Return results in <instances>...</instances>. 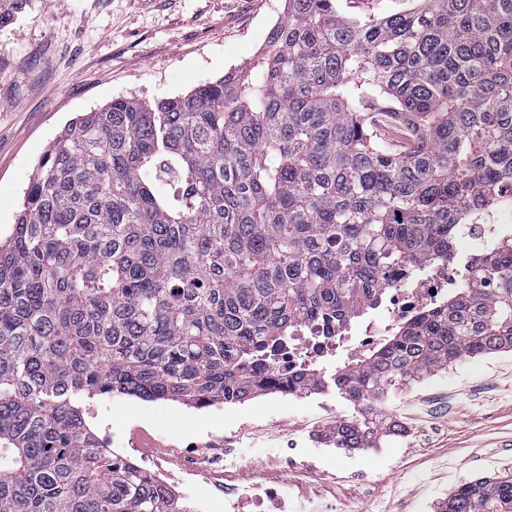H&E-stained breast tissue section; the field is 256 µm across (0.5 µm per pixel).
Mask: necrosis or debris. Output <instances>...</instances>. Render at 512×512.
Returning a JSON list of instances; mask_svg holds the SVG:
<instances>
[{
    "label": "necrosis or debris",
    "instance_id": "obj_1",
    "mask_svg": "<svg viewBox=\"0 0 512 512\" xmlns=\"http://www.w3.org/2000/svg\"><path fill=\"white\" fill-rule=\"evenodd\" d=\"M512 234V193L503 192L490 211L471 212L456 225L454 241L467 250L488 248ZM458 271L452 260L417 263L412 274L378 291L379 302L357 317L338 323L296 324L295 339L274 356L277 371L319 377L335 374L339 365L377 350L385 342L391 323L414 321L427 310L447 302L457 290ZM211 456L181 465V483L191 489L183 506L186 512H209L211 503L223 499L224 512H325L301 501H285L279 488L258 481L253 466L225 448L223 437H213Z\"/></svg>",
    "mask_w": 512,
    "mask_h": 512
}]
</instances>
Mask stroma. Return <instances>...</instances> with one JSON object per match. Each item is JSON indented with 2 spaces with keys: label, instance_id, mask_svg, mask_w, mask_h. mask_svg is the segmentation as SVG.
Segmentation results:
<instances>
[{
  "label": "stroma",
  "instance_id": "1",
  "mask_svg": "<svg viewBox=\"0 0 512 512\" xmlns=\"http://www.w3.org/2000/svg\"><path fill=\"white\" fill-rule=\"evenodd\" d=\"M284 0H7L0 8V234L15 222L39 158L71 120L116 97L143 102L187 94L248 67ZM102 439L146 431L208 453L223 435L250 456L263 482L329 512H435L460 484L512 467V352L464 357L392 390L385 414L403 431L371 452L332 448L318 462L297 456L302 475L270 457L273 433L330 432L355 419L337 389L283 403L278 394L219 403L205 413L174 401L112 395L87 402Z\"/></svg>",
  "mask_w": 512,
  "mask_h": 512
}]
</instances>
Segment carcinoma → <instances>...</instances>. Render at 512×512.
Returning <instances> with one entry per match:
<instances>
[{"mask_svg": "<svg viewBox=\"0 0 512 512\" xmlns=\"http://www.w3.org/2000/svg\"><path fill=\"white\" fill-rule=\"evenodd\" d=\"M249 67L149 105L75 118L0 237V512H182L101 446L87 399L200 406L308 391L264 354L299 320L360 311L512 186V0H418L349 18L285 0ZM403 129L396 148L369 123ZM512 348V236L457 295L336 371L360 418L341 448L400 432L397 385ZM438 512H512V471Z\"/></svg>", "mask_w": 512, "mask_h": 512, "instance_id": "obj_1", "label": "carcinoma"}]
</instances>
